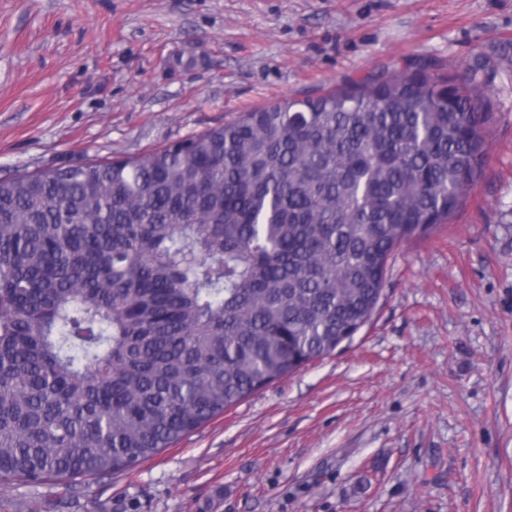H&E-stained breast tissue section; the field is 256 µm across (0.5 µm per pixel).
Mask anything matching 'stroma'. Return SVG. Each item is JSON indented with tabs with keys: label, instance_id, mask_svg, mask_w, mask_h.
Instances as JSON below:
<instances>
[{
	"label": "stroma",
	"instance_id": "1",
	"mask_svg": "<svg viewBox=\"0 0 512 512\" xmlns=\"http://www.w3.org/2000/svg\"><path fill=\"white\" fill-rule=\"evenodd\" d=\"M419 57L483 85L481 174L351 342L135 469L0 512H512V0H0V177L124 158Z\"/></svg>",
	"mask_w": 512,
	"mask_h": 512
}]
</instances>
